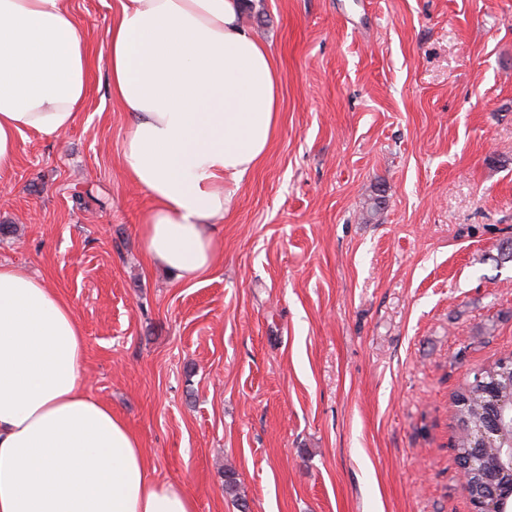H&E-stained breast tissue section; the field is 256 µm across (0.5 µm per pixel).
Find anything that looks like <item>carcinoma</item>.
Returning a JSON list of instances; mask_svg holds the SVG:
<instances>
[{
  "label": "carcinoma",
  "mask_w": 512,
  "mask_h": 512,
  "mask_svg": "<svg viewBox=\"0 0 512 512\" xmlns=\"http://www.w3.org/2000/svg\"><path fill=\"white\" fill-rule=\"evenodd\" d=\"M512 404V356L473 372L455 395V420L459 438L456 461L462 472V488L476 512H488L512 493V469L501 450L479 438L480 431L499 408Z\"/></svg>",
  "instance_id": "carcinoma-1"
}]
</instances>
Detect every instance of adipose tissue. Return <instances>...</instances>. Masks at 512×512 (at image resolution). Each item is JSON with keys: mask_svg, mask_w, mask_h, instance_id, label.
<instances>
[{"mask_svg": "<svg viewBox=\"0 0 512 512\" xmlns=\"http://www.w3.org/2000/svg\"><path fill=\"white\" fill-rule=\"evenodd\" d=\"M108 27L112 98L126 112L121 163L152 200L145 253L193 280L218 265L233 187L266 158L281 84L242 0H119ZM88 33L70 0H0V184L18 140L78 121ZM86 339L43 279L0 263V512H196L160 482L139 436L83 380Z\"/></svg>", "mask_w": 512, "mask_h": 512, "instance_id": "adipose-tissue-1", "label": "adipose tissue"}]
</instances>
